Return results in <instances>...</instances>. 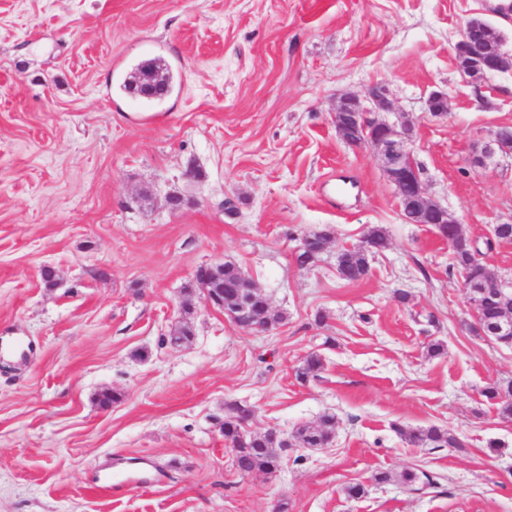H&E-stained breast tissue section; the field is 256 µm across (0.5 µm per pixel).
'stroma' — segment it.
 <instances>
[{
  "label": "stroma",
  "instance_id": "stroma-1",
  "mask_svg": "<svg viewBox=\"0 0 512 512\" xmlns=\"http://www.w3.org/2000/svg\"><path fill=\"white\" fill-rule=\"evenodd\" d=\"M474 16L512 55L494 0H0V336L23 343L0 354V512H512V419L482 395L512 381V346L477 331L452 247L404 220L374 150L331 115L337 93L386 82L429 198L512 280V241L491 239L512 224V156L474 164L512 124V69L479 86L458 71ZM156 57L173 90L131 100L120 83ZM373 225L389 248L343 281L339 253ZM321 229L328 248L299 267ZM225 261L268 297L271 330L207 301L196 272ZM183 322L193 338L171 345ZM433 341L445 354L427 357ZM313 352L325 369L300 382ZM228 403L254 433L335 414V441L240 474ZM398 424L463 446L413 447ZM410 467L436 487L371 481ZM118 470L138 479L108 490ZM509 127L510 130L512 128V126L510 124H504V125H500L498 126L489 136L488 140L485 142L484 146H483V150H482V155L479 156L476 160V163L479 165V166H483L485 165V163L488 161V160H491L492 158H494L497 154H505V155H508V154H512V152L510 151H507V149L504 147V144L502 142V128L503 127ZM498 148H501L503 152H500L498 150ZM507 151V152H506Z\"/></svg>",
  "mask_w": 512,
  "mask_h": 512
}]
</instances>
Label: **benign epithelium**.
<instances>
[{
  "instance_id": "1",
  "label": "benign epithelium",
  "mask_w": 512,
  "mask_h": 512,
  "mask_svg": "<svg viewBox=\"0 0 512 512\" xmlns=\"http://www.w3.org/2000/svg\"><path fill=\"white\" fill-rule=\"evenodd\" d=\"M496 36L488 24L479 28L471 21L462 27L460 40L456 44V54L460 69L473 84L485 80L489 75L512 68V56L503 52L501 45L488 49L487 42ZM163 75L147 73L143 75L132 90L134 96L160 97L169 92ZM337 112L351 113V122L346 125L334 118L336 132L340 137L358 136L355 147H369L375 151L388 180L395 187L400 199V208L405 219L413 224V210L435 212L439 224H460L459 219L448 209L432 202L427 196L421 179V173L412 159L413 126L402 121L391 122L380 116L382 112L392 111L389 100V87L385 82L368 85L360 94L341 93L336 97ZM504 148L502 127H497L485 142L482 155L476 160L480 166L499 154ZM224 274V263L202 267L196 281L206 293L207 300L224 309V314L241 329L250 326L243 321L244 311L224 308V296L209 289L210 281Z\"/></svg>"
}]
</instances>
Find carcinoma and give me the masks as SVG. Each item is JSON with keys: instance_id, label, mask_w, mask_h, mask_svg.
<instances>
[{"instance_id": "carcinoma-1", "label": "carcinoma", "mask_w": 512, "mask_h": 512, "mask_svg": "<svg viewBox=\"0 0 512 512\" xmlns=\"http://www.w3.org/2000/svg\"><path fill=\"white\" fill-rule=\"evenodd\" d=\"M435 230L443 235V239L452 244L455 266L463 274L465 284L479 283L485 286L482 304L477 309L478 331L504 345H512V329L505 328L497 332L498 325H506L512 307L496 298L493 286L499 280L495 271L487 264L472 262L473 247L471 242L458 234L454 224H437ZM316 244L310 250L298 253L296 261L299 266L306 267L315 263L321 255L318 243L330 241L331 233L320 230L313 233ZM389 246L386 230L380 225L368 228L364 239L350 249L344 250L337 257V272L349 282L363 280L370 271V261ZM239 268L231 263L224 264V305L230 307L236 303L239 291ZM324 368L321 355L309 354L298 369V379L306 382L316 379ZM483 395L487 400L500 406L502 416L512 417V382L506 387L499 385L484 389ZM247 410L237 404H227L224 407V440L232 445L235 451V462L242 474L253 473L271 474L279 467L283 446L281 440L273 439L271 435H252L245 428ZM337 420L334 414H324L315 426H300L292 432L290 439L300 448H322L336 436ZM392 428L411 445L418 448L435 450L439 448H459L460 441L447 430L429 425L408 431L394 423ZM397 479L404 487L413 492H419L436 485V481L427 472L418 469H405L398 475L388 471H380L373 476L377 483H386Z\"/></svg>"}]
</instances>
